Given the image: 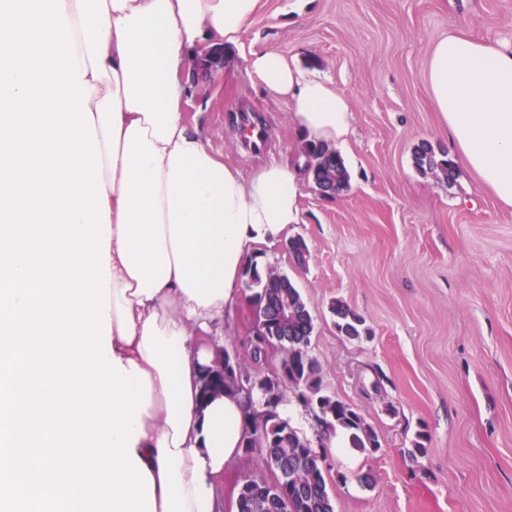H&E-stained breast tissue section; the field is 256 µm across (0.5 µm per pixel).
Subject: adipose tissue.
I'll use <instances>...</instances> for the list:
<instances>
[{
    "label": "adipose tissue",
    "mask_w": 512,
    "mask_h": 512,
    "mask_svg": "<svg viewBox=\"0 0 512 512\" xmlns=\"http://www.w3.org/2000/svg\"><path fill=\"white\" fill-rule=\"evenodd\" d=\"M64 2L110 209V345L149 382L134 453L154 481L152 512H221L247 426L237 393L202 400L216 348L201 336L238 305L258 245L299 223L305 161L243 175L186 123L182 73L198 54L239 46L259 0ZM245 61L307 142L347 141L344 92L273 51ZM425 80L453 161L512 207V42L449 32L430 47Z\"/></svg>",
    "instance_id": "ef3b65f1"
}]
</instances>
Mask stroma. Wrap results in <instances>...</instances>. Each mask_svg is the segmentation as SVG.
I'll use <instances>...</instances> for the list:
<instances>
[{"label": "stroma", "instance_id": "35a3bbf8", "mask_svg": "<svg viewBox=\"0 0 512 512\" xmlns=\"http://www.w3.org/2000/svg\"><path fill=\"white\" fill-rule=\"evenodd\" d=\"M512 41V0H260L241 35L346 93L353 130L338 147L346 190L325 196L305 174L300 223L309 256L262 246L298 288L314 323L324 391L357 406L381 446L328 449L335 512H512V208L457 167L421 172V143L448 150L426 89L430 45L448 31ZM185 119L243 174L300 157L288 104L248 74L239 52L216 74L190 69ZM266 136L241 134L244 117ZM364 316L341 335L331 311ZM427 451L410 461L418 431ZM369 475L361 483L360 475ZM336 315V328L347 338L359 340L363 335H367L368 329L364 327L365 319L343 304H336L334 308Z\"/></svg>", "mask_w": 512, "mask_h": 512}]
</instances>
